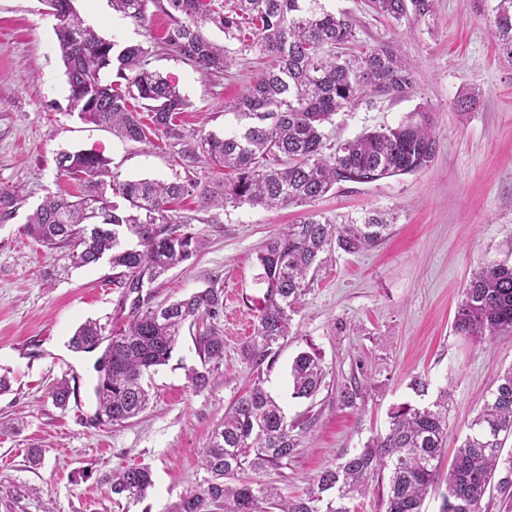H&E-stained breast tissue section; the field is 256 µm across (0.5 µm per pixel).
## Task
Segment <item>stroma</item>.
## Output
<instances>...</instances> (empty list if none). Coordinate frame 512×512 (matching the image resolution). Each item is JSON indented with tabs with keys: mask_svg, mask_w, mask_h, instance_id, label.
<instances>
[{
	"mask_svg": "<svg viewBox=\"0 0 512 512\" xmlns=\"http://www.w3.org/2000/svg\"><path fill=\"white\" fill-rule=\"evenodd\" d=\"M85 24L120 45L148 49L151 69L170 77L187 106L178 116L185 129L223 134L236 124L224 110L259 74L258 50L226 40L215 24L206 37L228 45L236 63L227 76L202 74L169 54L162 38L170 17L149 0L138 24L113 11L109 0H72ZM349 12L358 44L390 43L415 71L405 99L368 97L337 112L325 132L330 142L398 125L427 109L438 152L419 172L371 184L336 186L314 208L330 217L367 212L393 216L387 239L358 254H336L294 315L292 334L274 362L262 366L266 391L288 420L304 423L301 446L271 479L287 496L302 494L326 466L388 426L392 407L417 404L414 378L428 384V399L447 389V455L438 483L422 512H441L454 452L469 432L497 375L512 367V333L494 340L464 339L452 331L462 292L482 264L512 263V62L503 58L486 17L492 0H436L430 16L401 22L373 13L366 0H328ZM56 19L41 0H0V192L15 196L12 218L0 223V512H166L207 479L200 457L225 409L253 376L244 351L264 301L258 253L286 224L303 214L296 206L202 208L197 195H183L177 213L206 240L201 253L169 271L151 290L152 304L214 285L224 290V357L209 364L210 383L188 386V369L201 360L192 332L180 337L169 362L145 383L148 409L121 426L95 420V354L70 350L76 328L97 320L115 329L130 315L112 283L108 260L75 267L59 251L24 231L27 216L49 195L75 192L60 175L64 151H94L109 159L120 179L207 183L209 169L176 164V145L163 138L128 142L82 121L68 109V85L55 35ZM472 104L459 111L464 97ZM302 351L319 354L326 379L311 400L292 395L290 365ZM373 374L365 404L344 407L336 392L356 364ZM69 380L75 397L67 409L47 396L56 381ZM43 450L40 467L27 466L30 447ZM147 466L154 487L140 501L113 494L112 475ZM39 489V496L6 510L8 490Z\"/></svg>",
	"mask_w": 512,
	"mask_h": 512,
	"instance_id": "35a3bbf8",
	"label": "stroma"
}]
</instances>
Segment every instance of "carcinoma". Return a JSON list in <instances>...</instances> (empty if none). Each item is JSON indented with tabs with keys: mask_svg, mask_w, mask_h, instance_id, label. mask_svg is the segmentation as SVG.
Returning <instances> with one entry per match:
<instances>
[{
	"mask_svg": "<svg viewBox=\"0 0 512 512\" xmlns=\"http://www.w3.org/2000/svg\"><path fill=\"white\" fill-rule=\"evenodd\" d=\"M112 9L136 22L146 21L148 0H110ZM435 0H368L377 14L396 22L413 11L433 12ZM178 15L164 37L166 49L210 75H224L235 63L232 52L209 40L210 22L238 39L249 30L248 47L266 66L233 102L238 130L217 136L186 132L177 122L186 100L161 73L148 68L140 45L121 49L85 25L72 0H46L59 21L56 38L66 69L69 105L81 119L112 129L118 138L149 144L159 135L180 146L176 163L190 169L204 162L221 177L200 192L203 207L231 205L267 209L305 206L341 183L369 184L412 174L434 160L437 141L427 112H413L395 127L365 132L338 144L328 143L324 125L341 108L367 96L404 98L414 91V72L395 46L350 47L352 17L331 11L323 0H167ZM491 33L504 58L512 62V0H495ZM116 70L145 102L151 123L129 109L119 83L106 84L102 73ZM63 175L77 181L80 194L70 200L49 195L29 217L27 235L55 249L77 266L108 258L122 268L117 287L123 301L141 280L154 284L189 261L204 239L170 204L187 191L179 181L121 180L109 163L92 152H62ZM123 200L119 204L108 194ZM391 221L374 215L340 221L309 212L286 224L258 254L265 285L254 337L246 346L256 377L249 391L224 412L202 456L210 478L171 505L168 512H354L369 478L388 474L386 512H421L429 488L437 483L438 461L448 434V389L426 405L401 404L389 414L388 429L345 461L325 468L302 495L284 497L272 482L255 475L280 472L300 447V422H288L263 388L260 367L291 333L292 316L311 290L316 274L335 253L357 254L377 247ZM136 244L131 246L129 241ZM224 309V289L214 285L182 299L149 306L131 304L123 330L110 335L109 347L95 362L101 373L94 388L96 416L121 426L143 413L150 395L143 378L168 362L184 329L215 320ZM453 331L464 338L491 340L512 333V265L485 264L474 270L454 317ZM101 324L87 321L70 337L74 352H94L106 339ZM203 368L190 369L189 387L206 388V365L224 357V336L210 326L196 337ZM321 358L301 352L290 367L292 396L312 399L325 380ZM371 376L356 366L338 391L347 407L365 401ZM489 399L472 420L448 469L442 512H481L487 494L497 489L512 509V368L493 383ZM49 397L67 408L73 389L53 384ZM153 487L152 472L128 467L112 476V493L136 501Z\"/></svg>",
	"mask_w": 512,
	"mask_h": 512,
	"instance_id": "cac0c4a2",
	"label": "carcinoma"
}]
</instances>
